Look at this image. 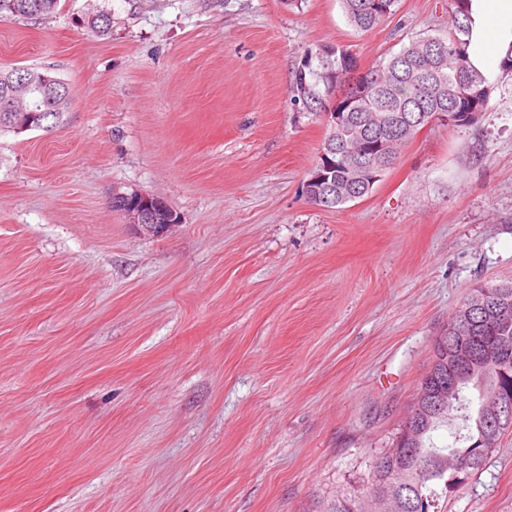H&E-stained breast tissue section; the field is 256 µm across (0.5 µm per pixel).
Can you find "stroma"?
Masks as SVG:
<instances>
[{
    "mask_svg": "<svg viewBox=\"0 0 512 512\" xmlns=\"http://www.w3.org/2000/svg\"><path fill=\"white\" fill-rule=\"evenodd\" d=\"M398 0H60L0 18V68L53 71L60 119L0 135V512H322L359 493L472 289L512 283V75L435 121L372 193L301 188L326 135L289 102L317 44L367 71L448 29ZM108 14L107 34L89 17ZM164 199L163 236L113 189ZM442 512H512V432ZM352 26L369 31L394 12L397 0H340ZM142 196L147 197L137 191L113 192L112 208L121 212L126 222L141 232L157 236L171 231L179 222L174 212L164 204L151 206L147 199L141 201Z\"/></svg>",
    "mask_w": 512,
    "mask_h": 512,
    "instance_id": "1",
    "label": "stroma"
}]
</instances>
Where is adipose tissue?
Listing matches in <instances>:
<instances>
[{
	"instance_id": "ef3b65f1",
	"label": "adipose tissue",
	"mask_w": 512,
	"mask_h": 512,
	"mask_svg": "<svg viewBox=\"0 0 512 512\" xmlns=\"http://www.w3.org/2000/svg\"><path fill=\"white\" fill-rule=\"evenodd\" d=\"M466 55L470 67L494 79L512 58V0H469Z\"/></svg>"
}]
</instances>
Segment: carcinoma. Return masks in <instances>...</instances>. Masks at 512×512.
<instances>
[{"instance_id": "carcinoma-1", "label": "carcinoma", "mask_w": 512, "mask_h": 512, "mask_svg": "<svg viewBox=\"0 0 512 512\" xmlns=\"http://www.w3.org/2000/svg\"><path fill=\"white\" fill-rule=\"evenodd\" d=\"M33 0H0V16L44 17L56 11L59 0H38L41 8L33 10ZM352 26L369 31L393 14L397 0H340ZM466 0H452L448 32L415 38L361 75L356 57L338 45H317L305 53L293 72L289 87L291 105L305 112H340L336 137L326 136L323 154L314 169L336 181V198L316 202L334 209L369 195L382 173L396 160L398 148L410 141L434 114L450 116L451 126H473L479 116L492 107L497 83L471 69L464 49L467 33L464 5ZM432 359L448 361V331L435 337ZM498 383L496 371L482 379L459 384L458 396L451 409L430 408L435 383L422 378L415 403L421 405L420 430L411 439L412 449L394 453L389 449L374 457L384 460L383 469L370 464L368 493H377L401 474L407 481L413 501L422 504L415 510L400 505L394 512H440L438 501L451 495L448 488V457H465L468 474L479 470L492 449L480 440L479 419L469 413L470 401L465 391L474 387L483 392ZM461 414L463 447H439L434 433L446 428ZM327 512H362V504L353 496L338 494Z\"/></svg>"}]
</instances>
